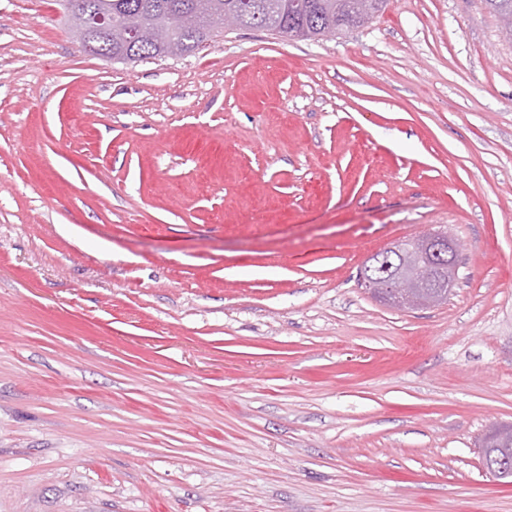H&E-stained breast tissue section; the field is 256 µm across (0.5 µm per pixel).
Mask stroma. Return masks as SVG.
Segmentation results:
<instances>
[{"label":"stroma","instance_id":"obj_1","mask_svg":"<svg viewBox=\"0 0 512 512\" xmlns=\"http://www.w3.org/2000/svg\"><path fill=\"white\" fill-rule=\"evenodd\" d=\"M445 232L447 302L372 254ZM512 40L390 0L136 63L0 0V512H512ZM413 248L410 242L405 243V247L400 250V253L392 252L383 253L382 258L378 259V265L376 271L380 274L378 280L382 295L387 299V302L395 307H403V293L404 288H408L407 284L403 279L397 277L393 271V263L397 270L404 271L406 267L411 263V255H409V249ZM392 259V262H391ZM483 464L498 479L512 477V429L495 428L488 433L482 445ZM504 468V470H500Z\"/></svg>","mask_w":512,"mask_h":512}]
</instances>
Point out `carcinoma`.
Wrapping results in <instances>:
<instances>
[{"instance_id": "carcinoma-1", "label": "carcinoma", "mask_w": 512, "mask_h": 512, "mask_svg": "<svg viewBox=\"0 0 512 512\" xmlns=\"http://www.w3.org/2000/svg\"><path fill=\"white\" fill-rule=\"evenodd\" d=\"M354 0H59L67 20L78 13H103L115 22L144 29L150 37L133 44L105 43L99 56L127 62L192 53L209 41L231 16L237 26L263 28L295 37L334 35L364 20L350 9ZM503 18L512 34V0H485ZM192 14L194 25L182 29L172 25L170 15ZM483 464L498 479L512 477V429L496 428L482 445Z\"/></svg>"}]
</instances>
